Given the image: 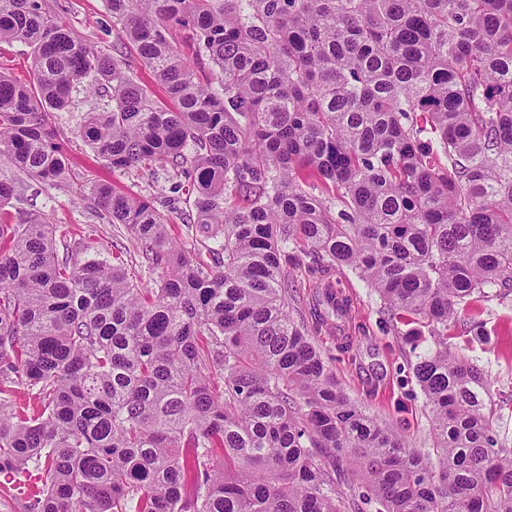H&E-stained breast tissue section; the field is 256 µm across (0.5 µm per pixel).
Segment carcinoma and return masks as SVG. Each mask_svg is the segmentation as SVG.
<instances>
[{"label": "carcinoma", "mask_w": 512, "mask_h": 512, "mask_svg": "<svg viewBox=\"0 0 512 512\" xmlns=\"http://www.w3.org/2000/svg\"><path fill=\"white\" fill-rule=\"evenodd\" d=\"M106 2L162 92L47 0H0V42L25 44L34 66L30 84L0 71V156L67 181L58 113L107 88L80 137L114 172L171 181L191 242L100 181L90 194L140 266L162 270L151 288L120 250H60L44 219L0 224V499L22 512H512L488 374L448 346L473 296L512 295V0ZM302 268H345L393 318L430 328L413 375L431 451L345 392L299 313ZM322 304L345 311L331 283Z\"/></svg>", "instance_id": "obj_1"}]
</instances>
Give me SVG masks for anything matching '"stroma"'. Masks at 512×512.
Returning <instances> with one entry per match:
<instances>
[{"mask_svg": "<svg viewBox=\"0 0 512 512\" xmlns=\"http://www.w3.org/2000/svg\"><path fill=\"white\" fill-rule=\"evenodd\" d=\"M53 5L61 21L95 49L108 53L113 45L121 44L106 0H53ZM102 105V100L80 94L73 110L58 117L70 159L67 184L27 181L0 159V180L15 185L10 204L0 209V223L44 218L68 234L92 237L108 250L116 240L115 230L107 219L99 217L97 203L88 191L90 182L106 181L120 192L148 199L159 208L166 206L168 183L150 181L134 169H108L78 136L86 113ZM331 280L337 296L348 302L347 316L341 326H320L316 345L332 357L333 369L351 398L382 425L402 430L410 446L430 448L425 399L410 370L411 346L423 351L429 345L427 325L413 316L390 323L379 296L351 271H337ZM470 310L482 323L480 331H473L462 321L450 324L448 342L487 371L490 392L499 405L496 429L512 447V303L476 298Z\"/></svg>", "mask_w": 512, "mask_h": 512, "instance_id": "obj_1", "label": "stroma"}]
</instances>
